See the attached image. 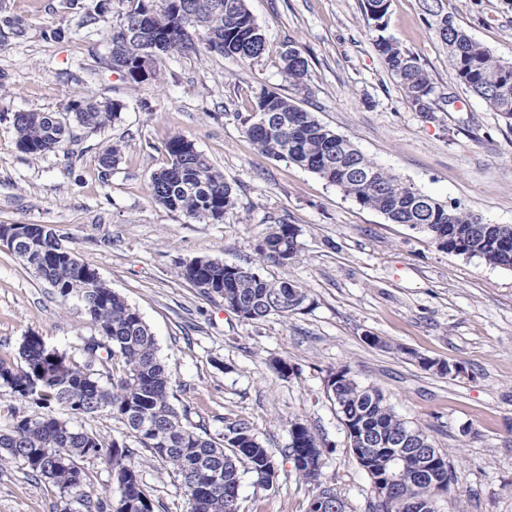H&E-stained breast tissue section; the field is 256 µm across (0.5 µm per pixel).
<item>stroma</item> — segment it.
Masks as SVG:
<instances>
[{
    "label": "stroma",
    "mask_w": 512,
    "mask_h": 512,
    "mask_svg": "<svg viewBox=\"0 0 512 512\" xmlns=\"http://www.w3.org/2000/svg\"><path fill=\"white\" fill-rule=\"evenodd\" d=\"M271 48L252 63L198 52L159 60L157 79L134 85L106 59L122 0H0V15L21 19L24 39L0 36V224H46L62 244L149 326L173 379L171 405L186 424L214 438L248 422L277 463L269 487L243 478L240 512H308L317 485L285 450L298 418L323 448L321 483L345 512H372V483L353 457L327 394L330 372L349 366L379 388L398 416L447 453L455 479L436 512H512V267L439 248L428 234L390 223L336 186L294 163L261 153L244 119L261 90L295 97L302 109L347 136L369 159L435 199L460 203L490 224L512 225V126L465 90L448 52L430 30L421 0H390L386 36L416 56L437 96L455 94L454 111L411 107L387 70L361 0H247ZM457 25L512 60V0H447ZM62 29L61 39L45 38ZM292 41L309 62L307 89L294 94L277 51ZM123 103L119 118L44 155L20 150L17 112H68L76 101ZM192 139L232 186L223 222L169 210L149 192L167 165L168 140ZM111 169L99 159L112 146ZM299 227L300 252L288 267L260 259L269 225ZM210 258L251 264L306 288L304 310L249 321L202 296L180 275ZM94 372L115 360L89 359L97 334L82 302L62 297L0 245V358L14 363L23 338ZM383 347L369 344V337ZM457 363L460 375L421 368L418 357ZM288 363L284 379L273 360ZM53 415L103 440L136 448L133 459L156 512H186L180 479L139 447L109 413ZM51 482L18 460H0V512H63Z\"/></svg>",
    "instance_id": "obj_1"
}]
</instances>
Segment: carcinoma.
<instances>
[{
  "instance_id": "carcinoma-1",
  "label": "carcinoma",
  "mask_w": 512,
  "mask_h": 512,
  "mask_svg": "<svg viewBox=\"0 0 512 512\" xmlns=\"http://www.w3.org/2000/svg\"><path fill=\"white\" fill-rule=\"evenodd\" d=\"M118 30L112 35L107 64L120 65L134 83L154 79L158 61L141 74L146 45L125 35L131 24L148 28L158 43V56L195 53L199 45L243 63L269 54L268 44L256 39L261 32L246 0H126ZM378 0H363L366 20L375 30L386 29L388 10H378ZM431 18L430 29L448 51V68L454 79L482 99L492 110L512 121V62L496 57L459 28L444 13L443 0H423ZM391 76L407 102L420 112L433 111L435 86L418 59L383 35L376 40ZM283 73L301 92L308 76V60L290 42L278 50ZM124 105L119 101L75 103L72 120L97 129L116 120ZM12 126L20 149L41 155L60 148L69 132L67 119L54 113L17 112ZM246 134L257 148L275 158L291 161L340 188L359 205L378 211L394 224H408L430 235L440 249L456 255L478 257L493 266L512 267V225L485 224L481 217L456 203L441 202L420 192L401 176L368 159L349 139L321 123L294 99L263 91L257 98L255 115L248 119ZM168 165L152 174V198L172 211L199 220L221 222L234 207L235 199L224 175L185 136L166 144ZM28 246L16 256L40 278H49L63 297L79 298L101 340L87 344L88 354L103 349L122 363L121 373L102 381L90 365L80 366L46 345L35 335L24 337L18 355L20 364L8 366L0 359V383L9 386L32 411L0 427V452L22 461L30 472L69 494L89 482L80 462L88 457H105L112 467L119 490L118 512H154L138 470L133 451L117 441L110 443L75 429L52 415L60 406L75 414L108 412L119 419L141 447L169 464L184 490L187 512H239L238 491L245 474L254 484L268 486L276 474V462L249 423L229 427L221 442L207 431L185 425L170 403L172 378L158 355L156 342L140 314L123 298L97 279L96 270L63 247L52 228L33 224ZM299 229L288 223L268 228L258 254L263 261L287 267L298 256ZM180 276L199 293L220 298L232 311L250 321L270 316L287 318L304 309L308 294L302 286L283 276L268 278L254 266L228 265L197 258L184 264ZM401 353L414 358L425 370L448 375V364L425 359L413 351ZM335 390L328 391L336 409L357 435L388 440L413 431L376 387L364 386L347 366L330 373ZM154 424L151 433L142 426ZM290 441L285 449L300 476L321 484L323 455L316 435L300 420L290 422ZM412 448H430L436 456L434 476L424 478L417 469L405 470L389 487L391 512H406L403 506L418 499L428 505L448 491L453 471L448 455L433 447L419 433ZM394 448L377 446L365 461L355 456L371 481L389 467ZM82 512H107L103 497L92 491L79 495Z\"/></svg>"
}]
</instances>
